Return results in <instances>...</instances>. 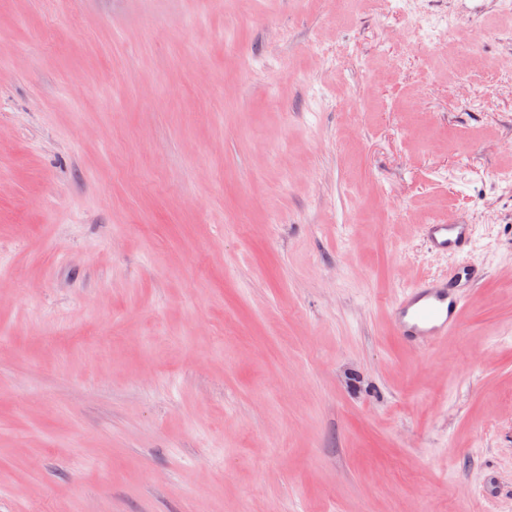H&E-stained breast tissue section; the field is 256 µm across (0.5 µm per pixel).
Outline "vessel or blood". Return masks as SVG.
Wrapping results in <instances>:
<instances>
[{
	"instance_id": "b4317fda",
	"label": "vessel or blood",
	"mask_w": 512,
	"mask_h": 512,
	"mask_svg": "<svg viewBox=\"0 0 512 512\" xmlns=\"http://www.w3.org/2000/svg\"><path fill=\"white\" fill-rule=\"evenodd\" d=\"M422 234L431 251L458 261L446 274L424 276L404 287L389 307L398 339L419 348L458 329L469 292L487 278L485 269L467 258L472 225L426 224Z\"/></svg>"
}]
</instances>
